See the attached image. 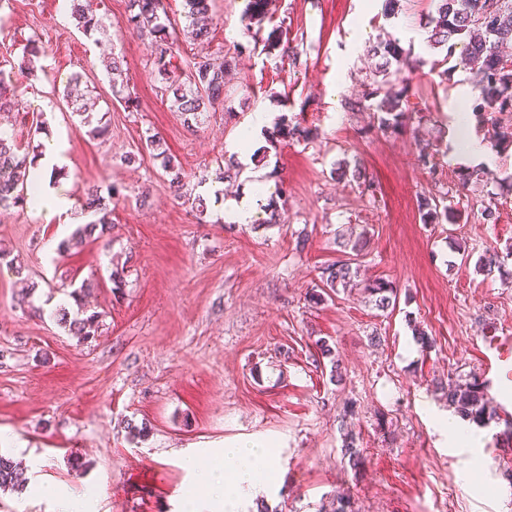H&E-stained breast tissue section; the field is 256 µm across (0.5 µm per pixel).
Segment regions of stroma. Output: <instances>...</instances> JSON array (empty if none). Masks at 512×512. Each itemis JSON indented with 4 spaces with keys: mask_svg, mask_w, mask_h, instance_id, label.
<instances>
[{
    "mask_svg": "<svg viewBox=\"0 0 512 512\" xmlns=\"http://www.w3.org/2000/svg\"><path fill=\"white\" fill-rule=\"evenodd\" d=\"M93 9L102 27L88 37L68 0H0V63L18 62L28 38L42 47L33 72L13 76L26 110L0 128L24 144L58 143L59 181L82 222L90 220L79 204L86 187L122 193L111 242L64 252L57 225L26 208L0 211L9 258L0 263V429L17 438L0 450L28 478L23 491L0 492V512H64L74 498L86 499L87 512H185L200 474L223 473L225 444L241 441L266 442L275 473L264 490L231 489L234 512L261 502L274 512H331L343 491L356 512H512V427L489 422L480 443L466 446L432 419L448 410L436 380L470 375L512 414V370L497 364L495 349L512 337V259L501 274L475 267L486 246H512V196L497 197L490 182L470 186L444 224L423 223L418 207L458 188L452 162L439 188L416 161L417 141L438 128L455 145V103L467 81L465 72L443 79L429 68L445 56L428 46L421 23L436 0H400L394 14L384 0L371 8L366 0H213L209 39L181 38L176 64L242 45L226 85L236 117L216 112L192 129L150 77L149 44L126 28L128 0H94ZM388 38L425 61L411 82L420 113L398 135L369 130L368 114L354 108L383 62L373 48ZM112 50L125 58L135 107L113 93L99 63ZM77 72L107 140L92 138L64 98ZM259 112L318 137L288 144L266 129L264 162L215 181ZM149 132L185 173L207 171L198 189L210 201L204 217L175 199L159 161L124 163ZM342 161L359 162L374 192L338 180ZM258 168L267 206L252 223L229 225L213 197L239 195ZM492 197L499 220L486 224L481 208ZM339 231L365 234L360 278L391 282L395 309L378 310L360 287L308 303L322 267L343 257ZM115 263L126 266L117 292ZM87 278L86 307L100 315L88 341L15 301L26 283L40 306ZM417 327L432 348L416 342ZM320 339L336 351L342 383L332 382ZM130 423L146 424L145 435H129ZM345 427L364 451L356 473L341 465ZM75 456L83 469L72 468ZM190 456L198 469L187 467Z\"/></svg>",
    "mask_w": 512,
    "mask_h": 512,
    "instance_id": "obj_1",
    "label": "stroma"
}]
</instances>
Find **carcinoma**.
Returning a JSON list of instances; mask_svg holds the SVG:
<instances>
[{
	"instance_id": "cac0c4a2",
	"label": "carcinoma",
	"mask_w": 512,
	"mask_h": 512,
	"mask_svg": "<svg viewBox=\"0 0 512 512\" xmlns=\"http://www.w3.org/2000/svg\"><path fill=\"white\" fill-rule=\"evenodd\" d=\"M71 17L84 35H91L101 29V21L92 8V0H70ZM188 34L196 41L208 39L212 24L213 0H183ZM429 42L435 48L446 49L445 58H451L457 42L464 43V50L455 60L452 68L469 74L474 95L473 116L478 122L488 121L485 139L497 152L512 150V67L507 63L512 58L502 54L501 48L512 44V0H438L435 14L427 16ZM126 26L138 36L150 40L152 71L154 81L159 84L161 94L170 103V108L181 114L188 123H201L212 112L219 110L230 115L234 109L228 101L224 86V74L232 68L235 57L224 56L221 61L201 57L193 62L188 73L180 75L172 59L179 53V39L173 30L164 0H128ZM382 53L386 62L379 70L381 79L372 82V87L358 100L354 108L359 112L372 113L371 127L382 133L399 134L407 126L415 106L410 101L408 79L401 76L402 67L408 64L407 55L396 43L387 40L375 48ZM40 55L37 40L30 38L24 47L23 57L18 63L20 73L34 70L35 59ZM395 70H390L391 64ZM13 71L0 68V111H11L21 106L17 86L13 84ZM279 135L286 141L309 142L317 135L300 124H287L279 129ZM145 150L155 159L161 160L163 170L171 175L170 185L175 196L199 213L207 211L206 199L192 196L188 189L190 180L181 172L172 156L162 149L160 138L148 135L144 139ZM442 131H437L434 141L418 142L417 161L428 172L439 175L437 156L441 154ZM22 145L12 136L0 132V208L22 207L34 201L37 174L34 166L41 151L21 152ZM341 179H349L362 189L369 191L372 183L358 163L338 168ZM496 175L482 167L462 168L458 172V187L466 190L473 183L487 182ZM121 191L112 185L106 188H88L82 201L83 210L93 220L75 229L70 238L62 241L60 247H78L89 239L102 240L112 235V205L118 203ZM447 194L425 197L420 202L422 220L425 224H440L448 219ZM505 257L495 249L485 250L479 256L477 270L486 274L502 271ZM360 266L353 259L337 260L322 268L319 289L313 290L310 302L315 305L325 297L347 287L359 277ZM91 284L82 281L69 292L76 310L65 307L56 309L58 324L75 336L89 340L97 336L100 328L99 314L87 313L83 299ZM364 291L375 298V305L384 311L396 297V291L388 281H367ZM322 356L331 359V377L341 380L342 372L335 351L324 340L316 341ZM448 404L462 417L478 424H485L497 417V408L487 397L478 380L466 383L448 382L445 392ZM342 457L349 468L357 472L364 458L356 446V437H343ZM23 471L19 464L7 454L0 453V490H15L23 486Z\"/></svg>"
}]
</instances>
